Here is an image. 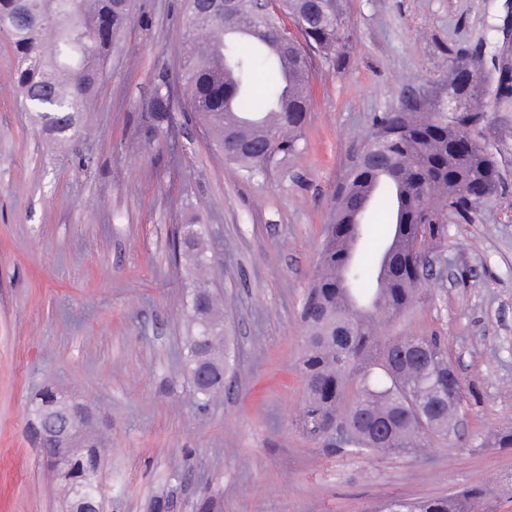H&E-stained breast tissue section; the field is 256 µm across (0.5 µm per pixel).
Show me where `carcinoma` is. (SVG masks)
Instances as JSON below:
<instances>
[{"label": "carcinoma", "instance_id": "carcinoma-1", "mask_svg": "<svg viewBox=\"0 0 512 512\" xmlns=\"http://www.w3.org/2000/svg\"><path fill=\"white\" fill-rule=\"evenodd\" d=\"M279 11H252L239 0L238 14L224 18L212 0H183L189 51L182 75L190 110L212 145L253 179L299 149L310 105L309 54L337 64L352 37L345 0H275ZM132 0H0V32L17 60L15 87L23 110L47 136L73 140L85 129L86 112L106 75V65L126 28ZM296 24V31L286 21ZM174 98L165 74L137 119L132 143H150L175 120ZM465 119L477 124L486 105L480 92L466 98ZM444 112L427 115L414 105L378 116L360 165L336 193L335 223L327 225L321 273L305 298L301 319L305 346L299 370L304 403L298 427L320 441L346 432L341 448L355 454L409 452L417 440L446 436L461 385L448 387V354L432 336L380 339V326L411 306L419 290L414 250L418 238L434 237L447 216L475 209L462 193L465 181L496 182L495 161L473 136V128ZM371 207L388 212L381 240L371 237L364 215ZM207 224L181 227L172 254L192 262L193 289L187 301L192 324L186 338L184 372L212 367L209 384L191 385L204 407L224 390L227 359L220 344L224 324L203 270ZM60 401L49 388L30 410L36 437L66 427L54 411ZM54 483L70 500L76 490L104 509L100 454L94 444L41 448ZM479 488L447 497L390 501L380 512H479Z\"/></svg>", "mask_w": 512, "mask_h": 512}]
</instances>
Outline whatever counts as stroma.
Here are the masks:
<instances>
[{"instance_id": "1", "label": "stroma", "mask_w": 512, "mask_h": 512, "mask_svg": "<svg viewBox=\"0 0 512 512\" xmlns=\"http://www.w3.org/2000/svg\"><path fill=\"white\" fill-rule=\"evenodd\" d=\"M341 64L311 57L301 149L251 180L184 120L181 0H136L86 130L60 147L17 103L0 35V512H62L28 412L46 387L86 404L104 512H374L463 486L489 487L484 512H512V70L505 0H347ZM487 76L481 144L496 190L468 219L438 225L422 286L389 336H435L463 388L465 425L411 454L338 451L298 429L300 318L336 192L375 118L416 91L436 109L456 58ZM175 121L136 151L124 144L158 74ZM94 157L79 173L75 154ZM207 224L208 281L224 300L234 357L224 395L198 408L181 355L192 289L173 261L178 226Z\"/></svg>"}]
</instances>
